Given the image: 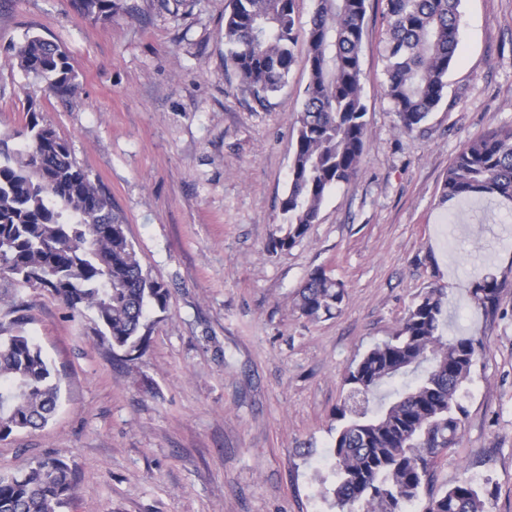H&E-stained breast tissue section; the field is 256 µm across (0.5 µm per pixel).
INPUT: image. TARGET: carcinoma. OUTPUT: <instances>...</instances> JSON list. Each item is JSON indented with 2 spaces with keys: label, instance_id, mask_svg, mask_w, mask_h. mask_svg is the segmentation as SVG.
I'll use <instances>...</instances> for the list:
<instances>
[{
  "label": "carcinoma",
  "instance_id": "carcinoma-1",
  "mask_svg": "<svg viewBox=\"0 0 512 512\" xmlns=\"http://www.w3.org/2000/svg\"><path fill=\"white\" fill-rule=\"evenodd\" d=\"M81 14L112 21L115 0H75ZM368 0H316L308 26L296 25V0H232L224 21V62L256 100L280 90L307 46L309 81L297 119L288 192L281 202L286 226L270 242L288 250L318 220L325 196L354 178L365 146L362 39ZM385 93L405 132L417 129L442 100L458 58L460 0H385ZM19 68L46 82L48 92L71 96L77 76L60 46L32 35L13 48ZM9 149L0 138V279L42 288L72 316L95 315V333L126 353L140 349L149 308L166 310L169 289L144 273L125 220L69 143L31 115ZM448 199L475 195L512 202V127L493 130L454 157L442 186ZM502 283L473 277L470 293L484 311L497 306ZM298 309L310 319L337 311L344 284L323 269L309 273ZM444 293L431 288L408 310L396 336L375 345L349 371L350 390L336 414L333 495L339 512L357 503L367 512H406L422 488L424 512H485L479 487L464 479L444 491L431 484L440 454L458 441L464 408L459 392L481 350L468 336L440 329ZM0 336V440L43 426L60 395V379L23 328ZM384 407H370L384 385L407 373ZM78 487L60 459L23 474L0 473V512H63Z\"/></svg>",
  "mask_w": 512,
  "mask_h": 512
}]
</instances>
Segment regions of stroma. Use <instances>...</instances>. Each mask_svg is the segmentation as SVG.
<instances>
[{"instance_id":"35a3bbf8","label":"stroma","mask_w":512,"mask_h":512,"mask_svg":"<svg viewBox=\"0 0 512 512\" xmlns=\"http://www.w3.org/2000/svg\"><path fill=\"white\" fill-rule=\"evenodd\" d=\"M111 22L72 0H0V137L36 113L68 141L125 219L144 271L170 292L128 358L51 293L0 281L61 378L46 426L0 440V472L48 459L78 478L64 512H337L336 417L349 370L394 335L428 289L448 302L449 336L484 349L459 401L444 490L473 480L487 512H512V203L444 200L455 155L512 127V0H461L458 60L438 107L410 134L385 95L388 23L369 0L363 38L366 144L357 175L330 191L292 248L268 246L285 217L306 47L281 91L258 104L224 66L230 0H116ZM37 34L67 53L74 96L49 94L12 48ZM316 268L341 280L338 312L309 319L296 295ZM503 287L478 309L471 270Z\"/></svg>"}]
</instances>
